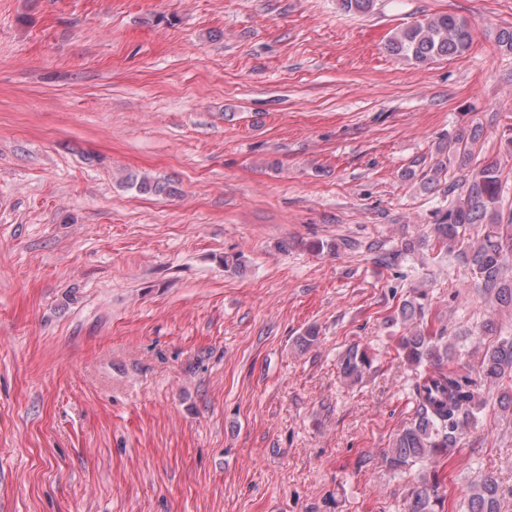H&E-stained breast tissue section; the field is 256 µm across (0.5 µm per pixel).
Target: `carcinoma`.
<instances>
[{
  "label": "carcinoma",
  "instance_id": "obj_1",
  "mask_svg": "<svg viewBox=\"0 0 512 512\" xmlns=\"http://www.w3.org/2000/svg\"><path fill=\"white\" fill-rule=\"evenodd\" d=\"M474 32L464 20L450 14L425 16L398 29L388 39L387 50L416 64H427L437 58L456 57L469 50ZM477 132L462 133L455 140L453 157L466 164L468 144ZM126 184L142 193L169 194L174 188L168 182L151 181L135 174L126 176ZM503 184L497 163L490 162L464 182L452 205L434 212L433 229L438 242H460L466 225L483 224L480 241L467 246L463 257L479 275L480 288L504 303L512 302V288L503 284L502 267L507 253H512V221L499 219ZM402 303V321L422 317L425 305L421 299ZM400 355L414 367L412 396L415 402L413 422L396 433L391 448L383 453L382 462L394 474L403 473L420 464L425 468L419 484L406 499L403 512H445V498L440 493L441 464L452 454L462 427L475 418V410L483 406L476 381L454 366L452 351L437 336L418 324L400 339ZM368 354L352 347L342 356L345 377L357 380L371 368ZM480 376L489 381L512 378V339L503 338L482 355ZM502 490L491 473L473 481L465 496L466 512H501Z\"/></svg>",
  "mask_w": 512,
  "mask_h": 512
}]
</instances>
